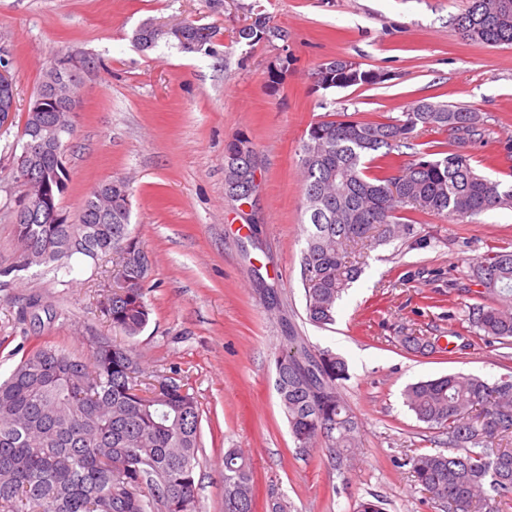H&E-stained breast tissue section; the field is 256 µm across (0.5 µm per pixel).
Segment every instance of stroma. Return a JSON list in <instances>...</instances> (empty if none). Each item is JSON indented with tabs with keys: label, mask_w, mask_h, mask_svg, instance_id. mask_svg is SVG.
Masks as SVG:
<instances>
[{
	"label": "stroma",
	"mask_w": 512,
	"mask_h": 512,
	"mask_svg": "<svg viewBox=\"0 0 512 512\" xmlns=\"http://www.w3.org/2000/svg\"><path fill=\"white\" fill-rule=\"evenodd\" d=\"M269 14L281 39L252 46L234 32L247 5ZM468 0H0V56L16 80L17 110L0 125V266L14 260L12 210L22 187L12 148L35 88L55 58L88 59L69 141L70 180L59 199L68 220L100 183L130 185V222L152 261L150 319L129 338L101 304L116 283L110 256L74 261L71 272L40 265L0 277V377L23 353L49 344L89 358L90 337L133 348L147 378L190 384L201 405L196 484L202 512H224V453L250 463L258 501L278 493L291 512H439L406 460L448 450L446 431L418 422L407 385L450 372L495 381L512 373V347L471 332L468 308L491 302L469 278L486 254L512 251V210L464 220L420 216L409 237L361 241V267L322 329L306 315L300 281L305 246L299 149L311 122L348 116L384 121L437 97L481 113L488 142L471 164L512 180V46L477 45L454 24ZM216 25L210 54L169 43L141 53L144 20ZM293 65L277 87L267 71ZM332 56L387 73L374 86L323 90L312 74ZM248 137L260 159L252 214L224 189V145ZM39 296L38 309L28 308ZM343 358L341 392L361 433L346 465L324 440L296 448L275 390L274 358L287 334ZM414 334L433 342L407 350Z\"/></svg>",
	"instance_id": "obj_1"
}]
</instances>
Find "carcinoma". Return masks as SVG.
<instances>
[{
    "instance_id": "cac0c4a2",
    "label": "carcinoma",
    "mask_w": 512,
    "mask_h": 512,
    "mask_svg": "<svg viewBox=\"0 0 512 512\" xmlns=\"http://www.w3.org/2000/svg\"><path fill=\"white\" fill-rule=\"evenodd\" d=\"M454 24L470 41L512 45V0H469ZM163 36L141 26L134 41L143 51ZM63 68H46L35 95L57 92L39 114L27 111L21 138L54 122L68 131L64 115ZM382 74L352 61L336 64L324 88L374 85ZM453 133L449 148L418 153L401 165L394 152L412 146L429 130ZM484 117L464 106L420 100L387 121L330 120L310 124L301 145L306 248L300 280L308 320L319 327L335 321L336 304L357 268L349 260L352 243L377 230L388 241L414 225L403 214L451 218L479 216L496 208L512 209V183L475 170L469 150L482 143ZM224 146V182L233 170L247 168L242 157ZM384 163L369 170L368 157ZM43 171L68 181L66 158L40 161ZM399 186L393 192V186ZM120 216L105 214L103 201L91 193L75 224H15L17 254L0 276L33 265L71 269L74 258L118 256V274L137 276L125 256L144 249L129 229V186L121 177L101 183ZM473 279L495 296L491 305L469 309L468 321L488 342L512 345V251L485 258L471 270ZM102 309L129 338L147 326L150 309L144 288H117ZM112 354L92 351L75 358L48 344L22 355L9 376L0 379V512H199L196 467L200 450L201 407L185 386L162 379L141 387L142 368L131 349L115 345ZM275 387L296 447L309 448L319 438L336 449L342 465L361 435L338 381L345 361L329 349L309 352L288 337V348L275 359ZM408 411L431 429L448 434V454L409 459L417 483L445 512H471L480 503L497 512L494 502L512 498V449L498 448L499 437L512 434V375L489 383L452 373L408 385ZM224 512H256L253 472L234 448L224 453Z\"/></svg>"
}]
</instances>
